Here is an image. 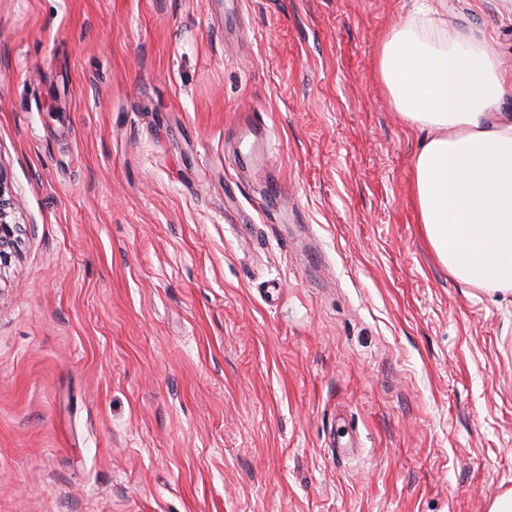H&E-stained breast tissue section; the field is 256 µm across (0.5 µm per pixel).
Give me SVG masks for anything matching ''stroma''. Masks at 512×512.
<instances>
[{
  "mask_svg": "<svg viewBox=\"0 0 512 512\" xmlns=\"http://www.w3.org/2000/svg\"><path fill=\"white\" fill-rule=\"evenodd\" d=\"M413 0H0V512H488L512 293L416 222ZM493 37L502 0H445ZM251 116L281 193L239 170ZM12 190L3 175L0 174V268L8 258L6 249H15L17 224L10 222L12 215Z\"/></svg>",
  "mask_w": 512,
  "mask_h": 512,
  "instance_id": "35a3bbf8",
  "label": "stroma"
}]
</instances>
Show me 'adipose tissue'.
<instances>
[{"mask_svg": "<svg viewBox=\"0 0 512 512\" xmlns=\"http://www.w3.org/2000/svg\"><path fill=\"white\" fill-rule=\"evenodd\" d=\"M443 0H415L381 40L378 72L399 121L424 138L412 201L440 262L459 282L512 290V91L492 39L444 19Z\"/></svg>", "mask_w": 512, "mask_h": 512, "instance_id": "ef3b65f1", "label": "adipose tissue"}]
</instances>
